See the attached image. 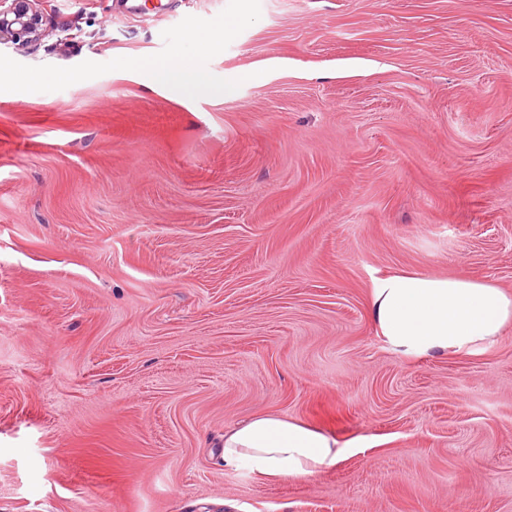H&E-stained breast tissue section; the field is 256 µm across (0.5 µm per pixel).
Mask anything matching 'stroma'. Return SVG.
<instances>
[{
	"instance_id": "obj_1",
	"label": "stroma",
	"mask_w": 512,
	"mask_h": 512,
	"mask_svg": "<svg viewBox=\"0 0 512 512\" xmlns=\"http://www.w3.org/2000/svg\"><path fill=\"white\" fill-rule=\"evenodd\" d=\"M167 2L0 46L47 75L0 83V512H512V325L414 360L368 307L406 269L512 293V0ZM177 55L226 93L126 67ZM259 413L341 461L225 467Z\"/></svg>"
}]
</instances>
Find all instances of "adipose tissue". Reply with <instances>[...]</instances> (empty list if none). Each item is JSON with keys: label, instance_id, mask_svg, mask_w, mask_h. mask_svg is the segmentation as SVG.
<instances>
[{"label": "adipose tissue", "instance_id": "ef3b65f1", "mask_svg": "<svg viewBox=\"0 0 512 512\" xmlns=\"http://www.w3.org/2000/svg\"><path fill=\"white\" fill-rule=\"evenodd\" d=\"M142 75L178 92L210 86L203 69L173 62L143 66ZM370 310L377 335L399 356L473 355L512 324V295L464 276L404 270L374 280ZM341 454L335 436L275 414L262 413L224 430L225 466L272 481L313 479L333 468Z\"/></svg>", "mask_w": 512, "mask_h": 512}]
</instances>
